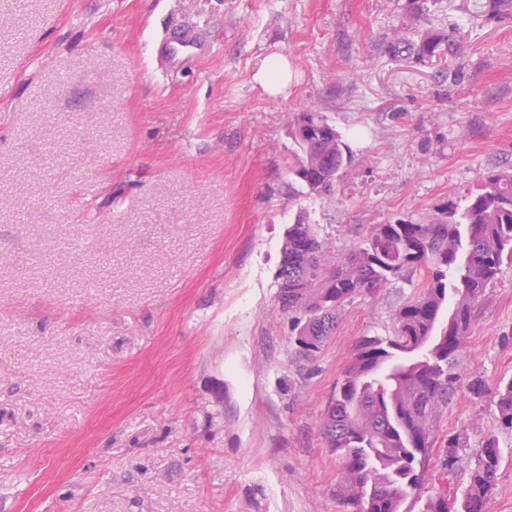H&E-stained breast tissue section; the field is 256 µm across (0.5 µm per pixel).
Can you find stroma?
Segmentation results:
<instances>
[{
  "mask_svg": "<svg viewBox=\"0 0 512 512\" xmlns=\"http://www.w3.org/2000/svg\"><path fill=\"white\" fill-rule=\"evenodd\" d=\"M0 0V512H353L319 425L365 336L420 278L345 303L314 358L277 300L286 231L336 267L373 225L464 205L512 168V0ZM212 51L166 70L188 22ZM452 35L429 60L390 41ZM285 55L272 97L253 75ZM312 110L352 154L308 194L289 135ZM406 512L464 487L488 431L486 512H512V265L476 310ZM463 447L455 475L440 457Z\"/></svg>",
  "mask_w": 512,
  "mask_h": 512,
  "instance_id": "1",
  "label": "stroma"
}]
</instances>
